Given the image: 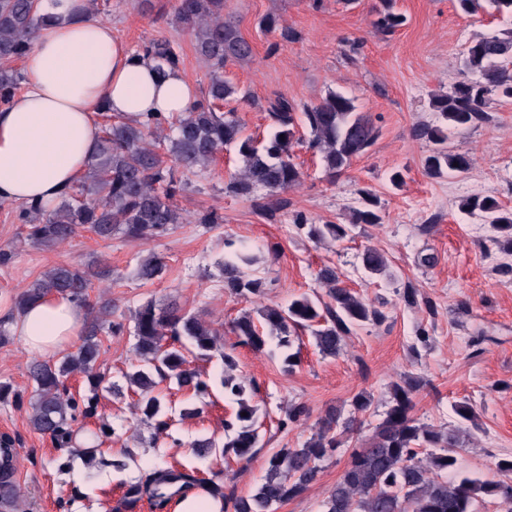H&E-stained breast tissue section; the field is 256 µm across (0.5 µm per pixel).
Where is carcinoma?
Returning a JSON list of instances; mask_svg holds the SVG:
<instances>
[{
    "mask_svg": "<svg viewBox=\"0 0 512 512\" xmlns=\"http://www.w3.org/2000/svg\"><path fill=\"white\" fill-rule=\"evenodd\" d=\"M380 2L372 26L392 34L403 25L404 18L394 11L393 0ZM455 8L467 16L483 13L512 21V0H455ZM174 17L180 27L193 33L195 51L211 69L206 97L174 120L159 115L142 122L119 119L105 128L88 168L89 183L67 192L51 210L25 206L19 210L18 219L29 225L30 241L43 246L63 244L85 225L103 240L116 235L127 240L161 235L169 226L183 223L174 202L176 169L205 170L219 152L231 149L243 166L230 174L225 192L252 198L263 191L265 202L258 208L272 215L287 204L279 194L298 185L303 176L295 162L294 147L312 151L327 176L334 179L375 143L379 130L372 116L358 111L355 99L333 90L318 103L301 109L277 98L268 107L273 132L262 138L246 133L235 109L221 110L238 94L237 87L224 79V66L252 55L249 42L239 35L231 19L224 17V0H176ZM44 21L38 0H0V101L14 97L20 76L12 63L27 53ZM143 51L152 56L160 71L179 64L178 55L165 40L153 41ZM459 73L460 80L450 91L429 96V107L439 114L441 124L420 130V136L433 145L425 159V170L432 178L469 169L466 155L448 150V133L485 121L494 99L512 102V27L472 40L460 56ZM362 200L363 206L349 212L346 224H312L300 212L292 215V223L307 230L316 241L344 239L359 224L381 223L377 196L365 192ZM459 208L502 232H510L498 247L512 255V210L493 196L465 197ZM362 265L370 277L389 275L387 258L375 248L364 250ZM252 266L253 259L239 251L224 256V289L244 300L261 292L263 280ZM164 270L162 258L153 255L140 264L138 276L149 282L161 277ZM91 277L90 271L77 266H55L20 295L16 309L21 311L47 294L81 303ZM316 279L326 287L325 296L302 294L284 308L260 311L258 320L246 311L231 323L232 333L240 343L257 351L274 346L284 368L291 372L298 366L299 351L294 344L300 331L310 333L321 355L335 357L356 328L384 322L381 309L341 285L336 267H321ZM99 330V324L92 323L76 350L56 360L35 359L28 368L34 388L29 423L60 449L71 447L75 436L72 423L77 416L96 413L99 393L118 391L98 366ZM133 336L138 363L123 378L126 389L138 396L140 422L159 435L176 422L201 414L202 406L173 407L160 385L184 391L192 398L208 396L211 386L190 367L188 357H218L224 364L220 387L224 399L234 403L235 409L224 420V440L198 438L191 443V452L198 459L232 455L240 462H250L264 447L260 407L254 401L257 387L245 385L233 374L236 362L220 344L221 333L174 303L161 311L151 304L139 309ZM74 373L82 374L89 387V395L80 399L67 386ZM421 387L422 380L410 375L390 386L382 420L366 447L352 449L347 466L323 502V512H474L475 503L484 495L499 497L507 512H512V459L498 463L502 479L496 482L467 476L448 478V471L457 463L458 438L413 415L414 399ZM350 406L347 416L338 407L326 410L303 447L273 450L263 481L249 494L238 495L233 489L226 493L213 478L156 467L144 480L128 486L127 498L136 501L145 495L153 507L162 509L188 489L200 486L210 496L222 499V512H272L273 506L304 494L316 482L321 463L333 458L350 436L362 431L371 399L359 392L351 398ZM98 453L99 445L92 443L79 454H68L62 469L72 471L79 463L88 469L125 467L97 457ZM16 473L10 450L5 448L0 458V502L4 504L19 498Z\"/></svg>",
    "mask_w": 512,
    "mask_h": 512,
    "instance_id": "obj_1",
    "label": "carcinoma"
}]
</instances>
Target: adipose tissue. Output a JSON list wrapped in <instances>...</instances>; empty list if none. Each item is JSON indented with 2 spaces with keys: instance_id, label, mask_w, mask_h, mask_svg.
I'll list each match as a JSON object with an SVG mask.
<instances>
[{
  "instance_id": "obj_1",
  "label": "adipose tissue",
  "mask_w": 512,
  "mask_h": 512,
  "mask_svg": "<svg viewBox=\"0 0 512 512\" xmlns=\"http://www.w3.org/2000/svg\"><path fill=\"white\" fill-rule=\"evenodd\" d=\"M47 21L21 61L22 93L0 104V204L56 205L84 175L107 112L131 121L190 111L198 100L181 69L158 72L149 55L113 36L87 0H40ZM80 308L46 296L12 314L31 352L53 354L78 332Z\"/></svg>"
}]
</instances>
